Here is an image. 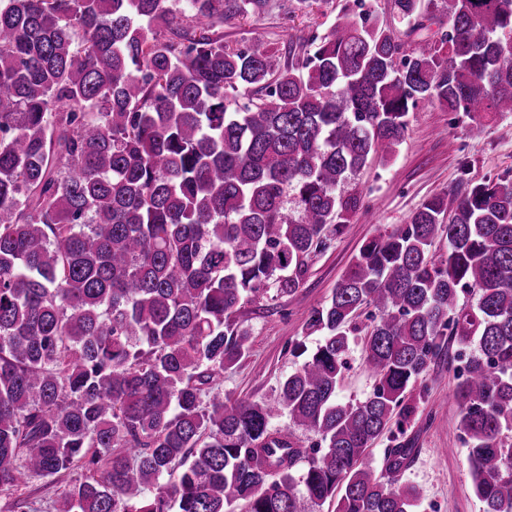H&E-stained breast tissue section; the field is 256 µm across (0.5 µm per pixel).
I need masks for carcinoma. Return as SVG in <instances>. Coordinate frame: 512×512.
I'll list each match as a JSON object with an SVG mask.
<instances>
[{
    "label": "carcinoma",
    "instance_id": "carcinoma-1",
    "mask_svg": "<svg viewBox=\"0 0 512 512\" xmlns=\"http://www.w3.org/2000/svg\"><path fill=\"white\" fill-rule=\"evenodd\" d=\"M171 2L0 0V495L82 466L57 512H416L413 449L378 477L367 459L452 339L475 346L454 391L475 494L512 512V178L369 239L276 403L221 390L251 346L242 304L299 288L410 112L436 102L474 139L512 112V0H389L402 33L353 0L322 36L232 48L224 20L270 0ZM357 342L374 384L344 403Z\"/></svg>",
    "mask_w": 512,
    "mask_h": 512
}]
</instances>
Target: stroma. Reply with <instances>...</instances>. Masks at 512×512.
Returning a JSON list of instances; mask_svg holds the SVG:
<instances>
[{
    "instance_id": "1",
    "label": "stroma",
    "mask_w": 512,
    "mask_h": 512,
    "mask_svg": "<svg viewBox=\"0 0 512 512\" xmlns=\"http://www.w3.org/2000/svg\"><path fill=\"white\" fill-rule=\"evenodd\" d=\"M345 0H323L321 6L296 11L290 0H270L261 16L234 17L224 22V42L238 46L242 38L284 39L291 34H325L341 14ZM487 132L474 140L462 126L449 123L439 104L425 105L409 116L405 139L389 163L372 162L353 177L362 206L345 225L332 248L314 256L308 273L293 293L267 302L247 303L238 313L239 322L252 336L249 356L224 373V393L233 399L272 403L279 386L300 361L291 353L290 341L305 340L315 346V337L305 336L304 325L312 307L328 301L341 276L363 244L382 232L407 224L426 200L455 188L461 179L479 182L505 174L512 176V113L486 116ZM449 343L446 354L434 359L426 373L406 396L414 406L411 418L396 440L381 437L368 457L373 473L384 470L391 443L412 448L414 456L402 471L404 483L421 491L416 512H481L469 473L468 448L463 441L460 414L453 392L458 380L448 366L456 352Z\"/></svg>"
}]
</instances>
